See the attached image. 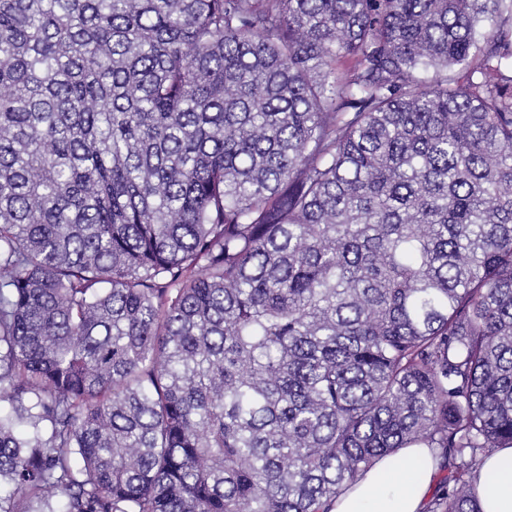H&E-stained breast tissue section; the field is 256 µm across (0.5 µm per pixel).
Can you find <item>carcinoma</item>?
Wrapping results in <instances>:
<instances>
[{
	"mask_svg": "<svg viewBox=\"0 0 512 512\" xmlns=\"http://www.w3.org/2000/svg\"><path fill=\"white\" fill-rule=\"evenodd\" d=\"M413 447L426 512L512 447V0H0V512Z\"/></svg>",
	"mask_w": 512,
	"mask_h": 512,
	"instance_id": "carcinoma-1",
	"label": "carcinoma"
}]
</instances>
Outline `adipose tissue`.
<instances>
[{
	"label": "adipose tissue",
	"mask_w": 512,
	"mask_h": 512,
	"mask_svg": "<svg viewBox=\"0 0 512 512\" xmlns=\"http://www.w3.org/2000/svg\"><path fill=\"white\" fill-rule=\"evenodd\" d=\"M512 447L487 456L481 473H492V490L478 488L482 512H512ZM437 472L435 453L429 448H405L381 457L336 499L332 512H424L433 477Z\"/></svg>",
	"instance_id": "1"
}]
</instances>
